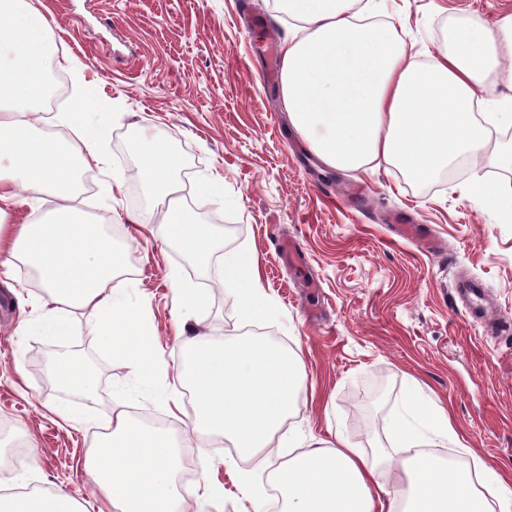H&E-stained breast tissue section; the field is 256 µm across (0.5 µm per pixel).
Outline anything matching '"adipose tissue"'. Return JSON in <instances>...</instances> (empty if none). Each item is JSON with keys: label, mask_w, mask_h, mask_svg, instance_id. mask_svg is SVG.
<instances>
[{"label": "adipose tissue", "mask_w": 512, "mask_h": 512, "mask_svg": "<svg viewBox=\"0 0 512 512\" xmlns=\"http://www.w3.org/2000/svg\"><path fill=\"white\" fill-rule=\"evenodd\" d=\"M290 20L281 44V89L291 122L327 165L361 170L382 160L430 179L438 170L482 157L493 125H512L496 95L499 76L512 82V14L471 18L449 26L446 52L419 65L395 28L367 21L358 0H285ZM49 25L23 0H0V267L23 263L49 296L42 323L66 343L70 317L89 313L93 330L136 373L155 371L153 329L140 309L115 293L125 253L77 202L76 174L99 164L103 127L79 110L61 115L80 131L72 150L40 123L33 102L46 87ZM138 173L151 199L167 201L165 238L190 257L209 261L215 234L175 197L177 158L156 138L140 143ZM51 195L52 217L11 223L15 200ZM224 281L251 321L271 316L257 262L248 252L224 256ZM185 374L195 418L185 439L205 430L230 439L247 456L282 449L283 427L303 386L295 353L261 338L227 344L205 334L185 337ZM409 420L394 425L395 459L379 448L366 454L349 438L296 453L271 478L282 512H512V489L488 466L472 470L426 454L433 439L452 431L448 413L407 402ZM85 466L104 500L120 512H191L174 485L179 460L164 433L142 427L126 412L109 419ZM0 512H80L63 489L0 495Z\"/></svg>", "instance_id": "ef3b65f1"}]
</instances>
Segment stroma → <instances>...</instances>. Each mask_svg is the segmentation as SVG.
Returning <instances> with one entry per match:
<instances>
[{
	"label": "stroma",
	"instance_id": "1",
	"mask_svg": "<svg viewBox=\"0 0 512 512\" xmlns=\"http://www.w3.org/2000/svg\"><path fill=\"white\" fill-rule=\"evenodd\" d=\"M47 18L53 35L52 80L36 106L47 132L70 143L76 130L54 117L90 96L103 102L93 117L109 136L99 151L107 168L82 172L79 200L91 218L119 228L126 242L125 299L140 304L156 327L154 380L111 357L86 314L72 316L69 351L95 375L82 395L62 389L52 368L54 339L36 326L49 308L40 284L20 269L0 270V452L25 444L22 474L0 472V493L21 483L65 487L91 499L94 473L83 466L93 432L113 411L143 425L159 424L194 480L187 496L198 512H243L235 483L248 473L270 505L272 464L235 459L231 447L199 434L184 441L194 406L182 390L184 337L194 330L214 339H239L251 328L238 320L237 299L221 286L224 255L252 253L276 314L257 321L274 345L296 352L304 386L285 424L301 447L334 433L360 448H392L390 424L404 413L408 388L426 406L446 407L456 439L438 441L440 459L464 447L495 467L512 487V222L476 196L474 176L512 182V159L452 177L418 182L388 165L339 172L324 165L293 129L279 81L269 79L263 34L253 14L265 15L274 39L288 32L280 0H25ZM382 19L405 35L416 60L445 51L449 24L512 13V0H378ZM158 134L180 160L175 177L195 219L211 225L219 248L200 272L161 232L134 235L127 214L158 222L163 205L149 202L131 174L139 165L141 134ZM125 185L119 203L104 192L110 174ZM221 174L224 198L196 196L200 176ZM409 209L444 244L433 256L394 234L386 219ZM293 240L306 265L294 269L279 243ZM197 288L206 304L176 314L174 280ZM475 281L484 289L473 304L456 290ZM208 451L209 464L200 461ZM213 484L222 497L208 496Z\"/></svg>",
	"mask_w": 512,
	"mask_h": 512
}]
</instances>
